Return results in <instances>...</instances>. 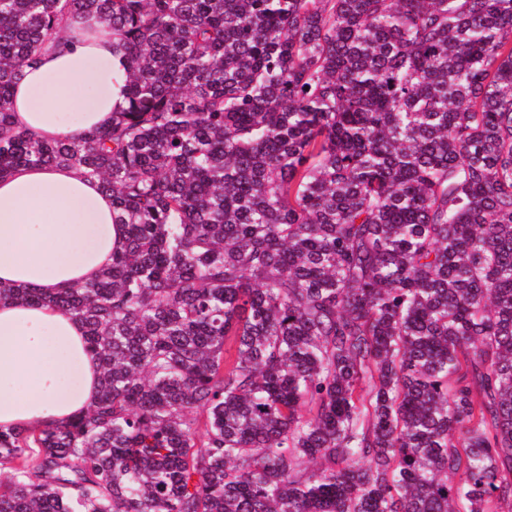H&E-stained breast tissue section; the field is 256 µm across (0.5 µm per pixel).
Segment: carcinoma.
I'll return each instance as SVG.
<instances>
[{"label":"carcinoma","instance_id":"1","mask_svg":"<svg viewBox=\"0 0 512 512\" xmlns=\"http://www.w3.org/2000/svg\"><path fill=\"white\" fill-rule=\"evenodd\" d=\"M67 16L112 125L11 93ZM112 194L93 406L0 431V512H512V0H0V177ZM89 36L68 17L60 22L63 38L42 45L38 62L25 69L13 88L12 117L43 140L72 138L112 124V112L126 106V65L112 53V35ZM64 43V45H63ZM77 116L76 121L69 119Z\"/></svg>","mask_w":512,"mask_h":512}]
</instances>
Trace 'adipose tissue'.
I'll list each match as a JSON object with an SVG mask.
<instances>
[{
  "label": "adipose tissue",
  "instance_id": "1",
  "mask_svg": "<svg viewBox=\"0 0 512 512\" xmlns=\"http://www.w3.org/2000/svg\"><path fill=\"white\" fill-rule=\"evenodd\" d=\"M43 44L13 88L12 117L43 140L111 125L126 105V65L112 37L71 19ZM124 229L112 197L80 171L21 167L0 179V282L47 291L76 288L112 263ZM98 363L75 317L36 303L0 302V430L67 422L97 397Z\"/></svg>",
  "mask_w": 512,
  "mask_h": 512
}]
</instances>
